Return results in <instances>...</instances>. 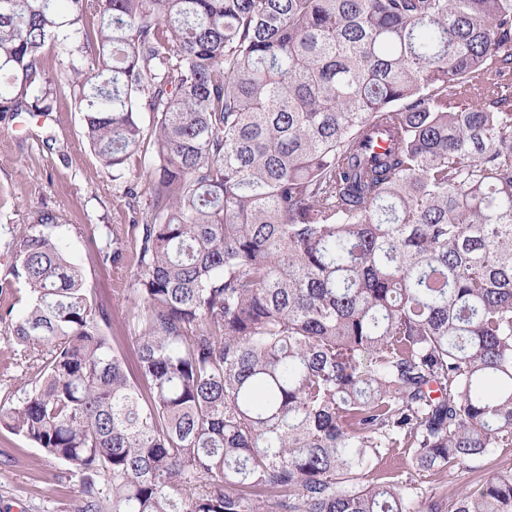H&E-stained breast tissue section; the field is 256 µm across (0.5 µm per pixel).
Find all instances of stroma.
I'll list each match as a JSON object with an SVG mask.
<instances>
[{
  "mask_svg": "<svg viewBox=\"0 0 512 512\" xmlns=\"http://www.w3.org/2000/svg\"><path fill=\"white\" fill-rule=\"evenodd\" d=\"M146 178L142 169L128 176L136 197L118 190L83 135L82 114L69 89H62L56 112L45 121L27 113L0 115V238H10L38 212L56 213L60 239L81 264L89 288L110 305L105 333L125 352L132 348L133 334L130 271L99 264L90 236L99 224L149 219ZM63 470L61 462L0 426V512H46L52 500L77 503L79 485L63 480Z\"/></svg>",
  "mask_w": 512,
  "mask_h": 512,
  "instance_id": "stroma-1",
  "label": "stroma"
}]
</instances>
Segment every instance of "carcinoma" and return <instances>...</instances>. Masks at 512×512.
<instances>
[{
  "label": "carcinoma",
  "instance_id": "obj_1",
  "mask_svg": "<svg viewBox=\"0 0 512 512\" xmlns=\"http://www.w3.org/2000/svg\"><path fill=\"white\" fill-rule=\"evenodd\" d=\"M57 41L101 167L151 166L96 246L136 371L59 216L4 242L0 425L70 512H512V469L443 489L512 448V0H0V114L54 111ZM14 262L13 255L0 247V288L14 289L18 291L17 295L21 297V301L16 304L15 309L21 310L25 307L27 286L23 282H16L10 274L12 264ZM2 336L4 335H1L0 332V402L2 401L3 403L8 392L15 389L17 384H15L14 376L18 375L20 372L9 364L10 360L7 359L9 356L7 353L9 350L8 343ZM6 365H8L7 367H9V369H6ZM470 466L474 468L456 470L448 473V493H451L454 490L460 491L466 485L475 482L480 478L488 477L493 471L486 466H482L480 461L471 463Z\"/></svg>",
  "mask_w": 512,
  "mask_h": 512
}]
</instances>
